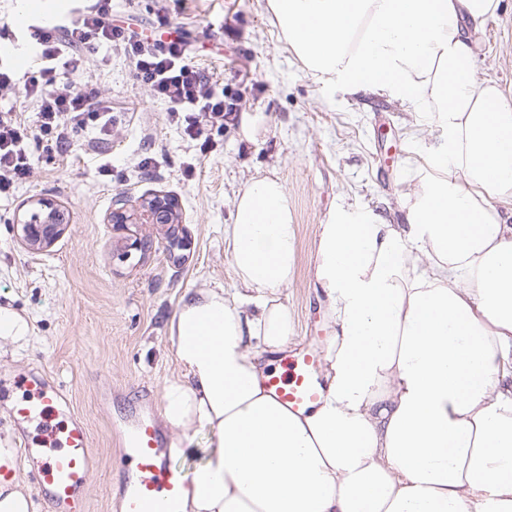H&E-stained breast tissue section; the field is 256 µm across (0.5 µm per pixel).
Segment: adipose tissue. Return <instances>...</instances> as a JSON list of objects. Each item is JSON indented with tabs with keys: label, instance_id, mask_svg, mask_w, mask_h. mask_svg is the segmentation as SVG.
I'll return each instance as SVG.
<instances>
[{
	"label": "adipose tissue",
	"instance_id": "1",
	"mask_svg": "<svg viewBox=\"0 0 512 512\" xmlns=\"http://www.w3.org/2000/svg\"><path fill=\"white\" fill-rule=\"evenodd\" d=\"M268 3L314 76L418 105L447 138L401 197L405 223L320 225L311 277L335 330L305 412L262 365L295 338L288 195L272 177L240 192L224 239L241 292L186 291L168 326L183 373L162 417L211 435L178 512H512V96L477 66L499 0ZM0 512H35L2 446Z\"/></svg>",
	"mask_w": 512,
	"mask_h": 512
}]
</instances>
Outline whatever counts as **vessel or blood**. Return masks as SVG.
I'll list each match as a JSON object with an SVG mask.
<instances>
[{
  "label": "vessel or blood",
  "instance_id": "vessel-or-blood-1",
  "mask_svg": "<svg viewBox=\"0 0 512 512\" xmlns=\"http://www.w3.org/2000/svg\"><path fill=\"white\" fill-rule=\"evenodd\" d=\"M317 350L295 348L279 355L267 373V391L289 411L311 408L322 394ZM26 390L17 414V425L28 429L38 422L43 443H24L20 455L30 468L39 493L51 501L55 512H83L85 495L92 481L91 435L82 418L71 416L58 426L55 416L68 410L67 395L42 370L23 379ZM122 471L126 476L123 512H175L189 475L166 460V439L147 418L134 420L117 431Z\"/></svg>",
  "mask_w": 512,
  "mask_h": 512
}]
</instances>
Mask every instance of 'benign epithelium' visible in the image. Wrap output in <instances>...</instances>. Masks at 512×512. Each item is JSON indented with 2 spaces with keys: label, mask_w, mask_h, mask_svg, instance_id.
<instances>
[{
  "label": "benign epithelium",
  "mask_w": 512,
  "mask_h": 512,
  "mask_svg": "<svg viewBox=\"0 0 512 512\" xmlns=\"http://www.w3.org/2000/svg\"><path fill=\"white\" fill-rule=\"evenodd\" d=\"M175 199L166 194H156L148 200L135 201L124 194L113 198L107 222L117 229L130 224H172L175 221ZM69 223L66 209L55 200L39 197L29 201V208L15 217L20 228L21 240L32 252L48 248Z\"/></svg>",
  "instance_id": "obj_1"
}]
</instances>
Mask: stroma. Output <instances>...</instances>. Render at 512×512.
Instances as JSON below:
<instances>
[{"label": "stroma", "mask_w": 512, "mask_h": 512, "mask_svg": "<svg viewBox=\"0 0 512 512\" xmlns=\"http://www.w3.org/2000/svg\"><path fill=\"white\" fill-rule=\"evenodd\" d=\"M112 17L151 39L188 40L194 64L236 94L241 119L202 143L169 120L124 55L97 57L60 81H91L121 113L105 151L82 139L62 157L35 152L29 177L0 195V305L31 326L26 341L0 342V378L45 369L87 422L97 470L85 512H121L114 427L141 409L144 391L160 394L166 378L181 374L167 338L180 296L239 286L224 243L239 192L264 176L283 183L298 256L283 302L296 346L322 351L334 325L310 276L320 224L339 209L403 222L398 201L408 177L445 137L415 105L314 77L289 50L267 0H112ZM478 66L512 92V0H501L487 22ZM156 192L178 199L190 250L170 252L167 225L138 224L130 232L150 250L119 260L121 235L106 222L113 197ZM37 196L59 201L70 219L51 247L34 253L13 220Z\"/></svg>", "instance_id": "obj_1"}]
</instances>
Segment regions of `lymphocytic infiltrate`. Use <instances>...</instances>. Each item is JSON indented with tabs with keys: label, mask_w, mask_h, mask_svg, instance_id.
Segmentation results:
<instances>
[{
	"label": "lymphocytic infiltrate",
	"mask_w": 512,
	"mask_h": 512,
	"mask_svg": "<svg viewBox=\"0 0 512 512\" xmlns=\"http://www.w3.org/2000/svg\"><path fill=\"white\" fill-rule=\"evenodd\" d=\"M40 62L36 71L17 74L0 58V93L22 92L37 106L34 123L0 111V194L26 180L31 172L30 148L64 155L78 136L102 140L117 117L112 100L90 82L62 86L63 73L83 71L89 56L118 50L134 65V77L168 106L173 121L192 137L205 127L223 129L237 118L234 98L219 90L212 77L194 65L186 42L141 39L131 28L112 22V0H89L77 18L52 28L31 25L22 39Z\"/></svg>",
	"instance_id": "lymphocytic-infiltrate-1"
}]
</instances>
